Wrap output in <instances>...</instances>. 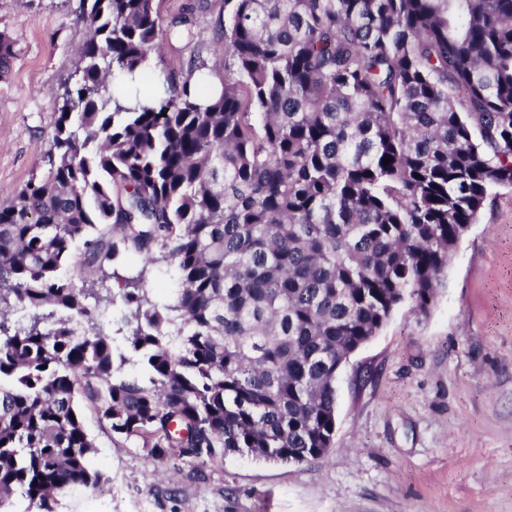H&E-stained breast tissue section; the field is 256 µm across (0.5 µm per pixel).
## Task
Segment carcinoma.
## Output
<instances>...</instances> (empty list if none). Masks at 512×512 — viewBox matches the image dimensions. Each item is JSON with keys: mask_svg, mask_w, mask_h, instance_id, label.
<instances>
[{"mask_svg": "<svg viewBox=\"0 0 512 512\" xmlns=\"http://www.w3.org/2000/svg\"><path fill=\"white\" fill-rule=\"evenodd\" d=\"M82 3L44 169L0 202V509L100 484L84 403L156 462L325 455L336 364L404 302L428 313L512 189V0H224L206 105L196 56L143 73L195 43L191 8ZM121 254L139 272L95 287ZM155 55V72L157 75L163 76L168 73L170 69H173L177 76L184 77L186 70V60L190 56V49L184 50L180 53H172L169 50H164L161 54ZM183 68V70H182Z\"/></svg>", "mask_w": 512, "mask_h": 512, "instance_id": "carcinoma-1", "label": "carcinoma"}]
</instances>
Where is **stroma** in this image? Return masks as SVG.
<instances>
[{
  "label": "stroma",
  "mask_w": 512,
  "mask_h": 512,
  "mask_svg": "<svg viewBox=\"0 0 512 512\" xmlns=\"http://www.w3.org/2000/svg\"><path fill=\"white\" fill-rule=\"evenodd\" d=\"M80 3L0 0L15 51L0 75V202L43 168L75 82ZM190 4L207 71L222 77L224 0H162L161 14ZM83 420L103 483L59 512H512V189L461 238L429 312L404 303L345 364L324 456L158 463L92 411Z\"/></svg>",
  "instance_id": "35a3bbf8"
}]
</instances>
